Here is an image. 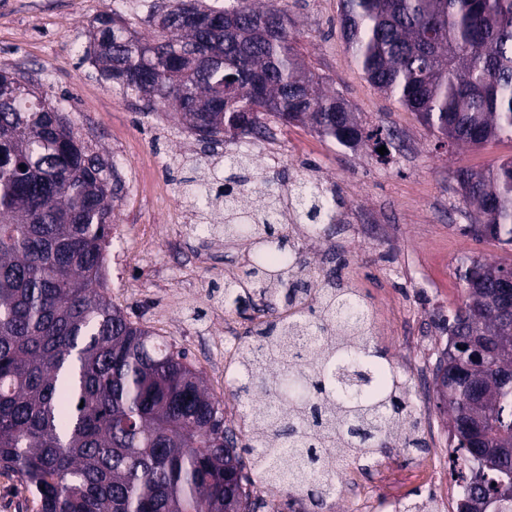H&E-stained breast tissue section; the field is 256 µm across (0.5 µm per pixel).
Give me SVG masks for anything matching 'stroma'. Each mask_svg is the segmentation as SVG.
I'll use <instances>...</instances> for the list:
<instances>
[{"label": "stroma", "mask_w": 512, "mask_h": 512, "mask_svg": "<svg viewBox=\"0 0 512 512\" xmlns=\"http://www.w3.org/2000/svg\"><path fill=\"white\" fill-rule=\"evenodd\" d=\"M151 0H0V69L42 85L63 106L94 152L116 161L122 191L114 221L135 230L121 243V275L106 279L104 294L129 320L186 352L211 394L224 403V417L241 426L242 407L225 377L246 332L263 313L244 317L224 302V271L243 267L242 245L197 233L199 222L185 188L194 177L224 172L225 153H253L273 174H309L343 201L341 221L327 225L303 256L313 271L346 260L354 288L372 312L374 343L406 371L443 352L451 318L465 296L459 277L472 261L512 264V246L478 238L467 226L474 213L452 177L455 169L487 168L512 157V140L448 150L412 113L377 90L356 65L341 38L339 0H279L291 19L298 50L326 85L358 112L366 129L392 132L387 156L349 149L310 126L270 120L263 147L242 136L225 140L221 153L197 141L174 111L144 113L100 75L82 50L96 18L113 12L142 34L152 32ZM429 447L439 449L438 478L455 489L448 444V415L432 382L413 391ZM421 454L398 451L352 462L323 512H354L357 486L390 501L391 512L428 497L420 482Z\"/></svg>", "instance_id": "1"}]
</instances>
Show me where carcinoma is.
I'll return each instance as SVG.
<instances>
[{"instance_id": "1", "label": "carcinoma", "mask_w": 512, "mask_h": 512, "mask_svg": "<svg viewBox=\"0 0 512 512\" xmlns=\"http://www.w3.org/2000/svg\"><path fill=\"white\" fill-rule=\"evenodd\" d=\"M150 19L163 27L146 37L98 16L85 54L142 111L174 109L206 147L267 137L266 116L345 147L385 144L301 58L279 0L155 3ZM338 23L367 80L440 145L512 139V0H340ZM255 169L247 151L224 155L226 183L243 187ZM453 179L477 214L468 229L512 245V159ZM274 180L283 188L260 191L254 207L227 188L224 224L199 225L251 254L224 298L250 291L272 316L250 331L231 378L238 432L187 354L101 292L116 165L47 91L0 71V471L36 512H256L257 481L322 509L348 463L427 450L412 387L373 343L363 299L334 270L312 275L286 233L288 222L313 234L337 223L342 203L312 177L259 176ZM193 194L208 218V184ZM462 280L434 377L463 465L456 510L474 495L482 512H512L498 486L512 479V265L474 262ZM281 305L296 311L279 315Z\"/></svg>"}]
</instances>
